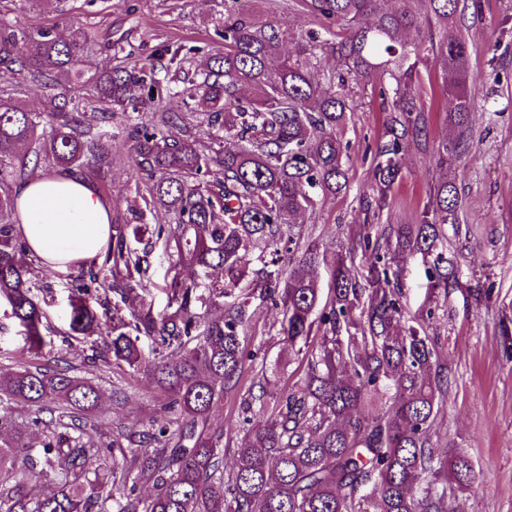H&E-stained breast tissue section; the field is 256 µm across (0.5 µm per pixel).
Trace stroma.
Here are the masks:
<instances>
[{
	"label": "stroma",
	"instance_id": "stroma-1",
	"mask_svg": "<svg viewBox=\"0 0 512 512\" xmlns=\"http://www.w3.org/2000/svg\"><path fill=\"white\" fill-rule=\"evenodd\" d=\"M479 13H465L460 22L466 40L475 48L470 77L483 89L470 119L461 157L451 166L461 207L457 221L445 224L446 258L457 275L454 285L430 289L422 258L416 254L400 263L403 320L422 324L437 343L448 366L450 388L430 439L440 455L457 450L472 459L476 479L457 494L458 512H512V0H479ZM258 21L287 32L283 54L297 55L308 31L328 27V20L311 13L305 0H248ZM224 16V0H59L56 8L35 12L21 0H0V17L28 28H52L62 35L87 32L86 65L107 72L153 68L167 82L169 51H190L194 62L223 53L215 34ZM420 100L426 108V134L411 143L404 156L402 180L392 191L391 206L367 216L374 196L371 167L386 113L381 112L379 80H358L352 97L357 105L345 129L349 190L320 204L316 213L298 216L305 243L317 245L319 262L312 275L327 288L335 259H343L358 281L368 276V253L363 235L383 239L392 224H414L426 205L440 171L435 148L444 137H456L447 114L451 108L431 53L421 55ZM114 137L108 145L109 163L89 165L82 173L108 200L120 223L162 225V236H144L136 249L141 257L145 290L142 309L166 313L168 258L164 238L175 231L161 213L137 217L128 208L144 189L127 138L128 116L109 112ZM36 297L48 316L46 344L39 364L69 368L101 388L97 415L100 426L94 442L105 441L112 426L149 423L157 417L164 397L144 375H127L92 364L91 338L69 329V284L66 272L42 267ZM249 326L241 343L252 361L237 387L215 406L213 420L223 424L243 415L245 402L262 398L273 402L281 391L298 388L306 360L294 356L277 334L279 311L271 301L252 297L246 307ZM26 351V336L0 301V368L11 367ZM279 363L278 377L262 380V363Z\"/></svg>",
	"mask_w": 512,
	"mask_h": 512
}]
</instances>
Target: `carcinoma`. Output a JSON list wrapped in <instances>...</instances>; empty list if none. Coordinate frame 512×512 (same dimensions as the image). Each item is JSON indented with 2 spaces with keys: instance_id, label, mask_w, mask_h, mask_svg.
I'll return each mask as SVG.
<instances>
[{
  "instance_id": "cac0c4a2",
  "label": "carcinoma",
  "mask_w": 512,
  "mask_h": 512,
  "mask_svg": "<svg viewBox=\"0 0 512 512\" xmlns=\"http://www.w3.org/2000/svg\"><path fill=\"white\" fill-rule=\"evenodd\" d=\"M309 0L312 12L343 22L348 32L334 41L311 31L293 60L281 53L284 33L259 24L224 0V54L204 64L203 80L188 79V55L172 54L169 82L192 100L188 116H159L167 128L142 119L140 109L162 92L154 73L114 70L87 74V35L68 38L52 30H31L0 21V71L46 84L74 80L83 94H63L46 112L24 108L12 89L0 90V300L24 327L28 353L39 355L47 315L35 300L38 275L16 246V208L10 189L29 178V164L54 171L102 160L112 135L105 103L135 114L128 127L135 165L146 175L145 208L174 215L177 233L165 242L169 311L127 321L112 313L102 337L113 365L143 374L165 395L160 419L149 427L119 426L109 442L85 440L98 428L92 413L99 390L69 370L19 362L0 375V474L16 477L0 484V512H454V492L475 478L468 456L459 451L443 460L428 429L448 394L445 367L430 337L400 324V293L390 271L408 253L421 254L433 287L454 278L440 272L448 237L443 225L457 220L456 184L439 180L417 224H398L386 251L370 245L371 292L360 306L363 287L343 261L335 264L330 298L320 304V288L310 276L319 261L312 247L276 254L287 263L282 279L269 275L249 282L262 299L279 300L278 335L300 353L322 332L307 356L306 377L296 390L273 404L259 402L249 420L247 442L224 473V428L211 421L214 405L234 389L244 368L241 336L246 329L242 296L249 276L246 256L268 249L294 224L297 215L347 191L341 137L354 111L341 72L388 81L381 91L390 113L385 139L377 145L372 169L375 209L390 205L402 178L406 143L424 131V105L415 98L420 47L410 45L411 29L429 32L441 83L454 106L448 122L458 139L438 148L439 164L461 151L469 116L480 89L468 83L472 48L455 23L478 0ZM328 46L340 70L322 72L315 50ZM204 116L213 141L205 146L187 117ZM126 225L113 223L112 248L89 279L71 283L70 330L92 336L99 320L85 298L88 284L100 283L126 300L141 285L140 258L127 246ZM208 291L209 305L197 312L192 295ZM360 311V317L354 312ZM154 337L157 347L178 344L179 358L147 359L132 332ZM392 395L375 417L367 407ZM59 402V414L40 413ZM35 408L18 424L11 405ZM40 429L44 467L56 490L39 495L27 485L34 469L28 429ZM131 448L117 463L113 449ZM152 485L145 499L125 494L127 482Z\"/></svg>"
}]
</instances>
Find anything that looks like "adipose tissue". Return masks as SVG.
Instances as JSON below:
<instances>
[{
	"mask_svg": "<svg viewBox=\"0 0 512 512\" xmlns=\"http://www.w3.org/2000/svg\"><path fill=\"white\" fill-rule=\"evenodd\" d=\"M14 198L18 229L30 254L50 268L68 269L106 249L111 207L77 172L38 174L17 185Z\"/></svg>",
	"mask_w": 512,
	"mask_h": 512,
	"instance_id": "1",
	"label": "adipose tissue"
}]
</instances>
